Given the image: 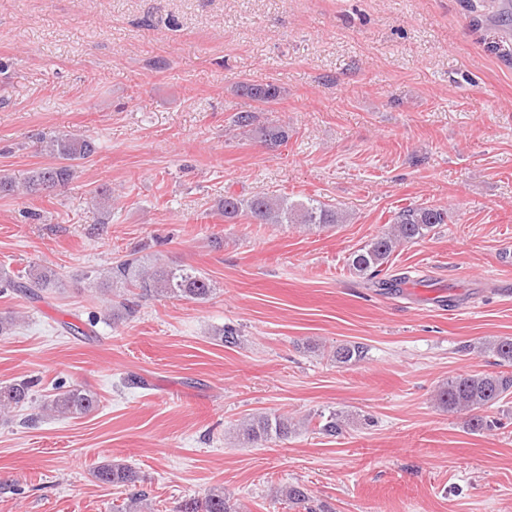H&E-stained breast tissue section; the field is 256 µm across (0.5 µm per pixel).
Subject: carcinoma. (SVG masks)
I'll return each instance as SVG.
<instances>
[{"label": "carcinoma", "instance_id": "1", "mask_svg": "<svg viewBox=\"0 0 512 512\" xmlns=\"http://www.w3.org/2000/svg\"><path fill=\"white\" fill-rule=\"evenodd\" d=\"M239 91L262 104H269L281 97V90L273 84L243 83ZM252 112H239L234 125L248 128L269 149H276L288 141V127L282 124L255 125ZM40 152L50 156L54 162L30 171L23 180L0 176V195L27 194L39 196L66 187L76 173L77 161L95 153L92 138H75L67 135L40 137ZM218 210L224 220L233 221L241 215L253 224H302L309 228L323 229L344 221L341 211L316 199L291 201L286 196L255 194L248 198L233 192H225L218 202ZM448 223V209L435 205H410L400 210L393 219L390 231L374 237L370 242L353 252L349 258L350 270L369 280L384 271L395 250L405 243H415L426 238L439 225ZM137 248L113 262L106 269H90L82 274L89 288L117 293L121 298L112 306L109 317L112 321L127 320L136 313L134 299L182 298L204 302L216 291V283L204 273L185 264L161 263L141 256ZM57 272L46 265L34 264L22 276L0 272V288L14 294L39 301L43 293L58 287ZM487 349L498 359V365H512V338L502 337L489 342ZM365 347L359 343L336 347L333 358L341 364L356 362L363 358ZM36 381L22 379L0 385V414L23 410L33 405L46 415H61L78 418L93 412L99 405L97 394L82 385L55 387V392L41 401L35 398ZM512 395V372L463 373L448 378L438 388V403L453 412L488 410ZM321 434L335 437L342 433L347 416L331 411L318 414ZM293 423L282 415L256 413L240 422L238 432L242 439L254 446L272 439H282L292 432ZM95 479L103 485L131 486L137 474L130 467L112 462L99 465L93 472ZM275 497L290 507L303 512H329L325 506L314 503L308 489L298 483L283 485L275 491ZM177 512H237L224 496V490L215 488L204 498H189L182 501Z\"/></svg>", "mask_w": 512, "mask_h": 512}]
</instances>
